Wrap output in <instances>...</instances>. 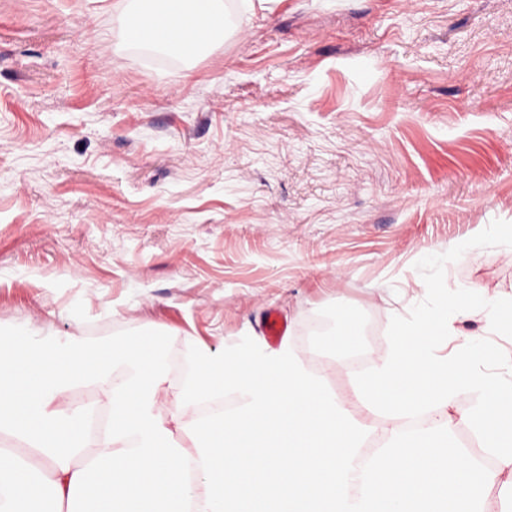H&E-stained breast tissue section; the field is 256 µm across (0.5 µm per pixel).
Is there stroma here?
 <instances>
[{
	"instance_id": "obj_1",
	"label": "stroma",
	"mask_w": 512,
	"mask_h": 512,
	"mask_svg": "<svg viewBox=\"0 0 512 512\" xmlns=\"http://www.w3.org/2000/svg\"><path fill=\"white\" fill-rule=\"evenodd\" d=\"M199 54L144 62L141 0H0V326L81 341H283L339 400L426 296L414 264L512 222V0H223ZM450 284L512 293L506 247ZM364 331L328 348L341 314Z\"/></svg>"
}]
</instances>
